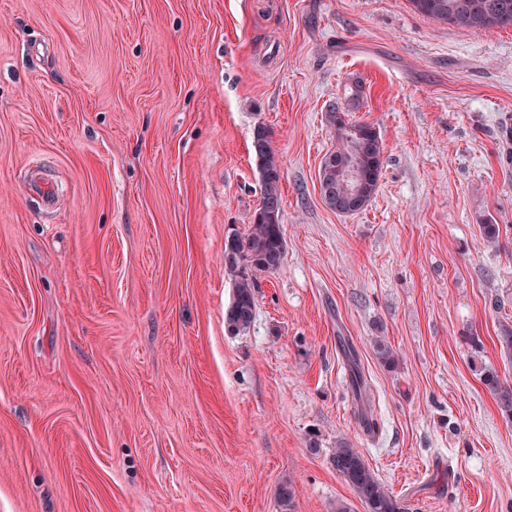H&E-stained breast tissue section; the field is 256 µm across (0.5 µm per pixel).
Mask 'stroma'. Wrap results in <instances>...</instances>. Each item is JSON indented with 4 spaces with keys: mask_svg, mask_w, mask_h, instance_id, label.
Wrapping results in <instances>:
<instances>
[{
    "mask_svg": "<svg viewBox=\"0 0 512 512\" xmlns=\"http://www.w3.org/2000/svg\"><path fill=\"white\" fill-rule=\"evenodd\" d=\"M356 84L384 163L342 215L319 169ZM511 122L512 27L407 0H0V512H281L284 481L294 512H364L343 439L405 512H512V423L479 375L512 381ZM259 125L286 249L232 334Z\"/></svg>",
    "mask_w": 512,
    "mask_h": 512,
    "instance_id": "1",
    "label": "stroma"
}]
</instances>
